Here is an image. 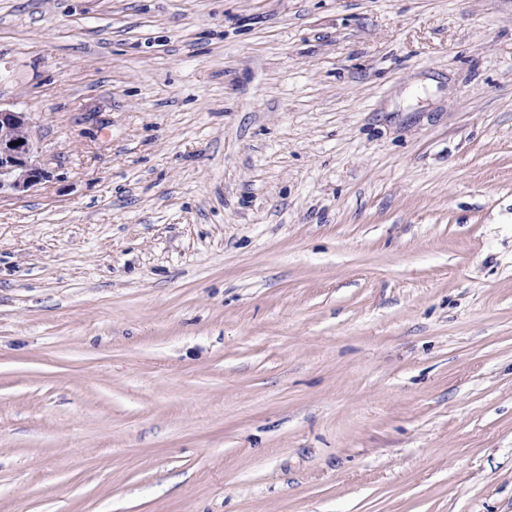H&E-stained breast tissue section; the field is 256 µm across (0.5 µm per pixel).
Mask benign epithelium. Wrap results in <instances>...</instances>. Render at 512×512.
Instances as JSON below:
<instances>
[{
	"label": "benign epithelium",
	"instance_id": "benign-epithelium-1",
	"mask_svg": "<svg viewBox=\"0 0 512 512\" xmlns=\"http://www.w3.org/2000/svg\"><path fill=\"white\" fill-rule=\"evenodd\" d=\"M47 179L49 173L38 161L33 116L0 106V197L22 195Z\"/></svg>",
	"mask_w": 512,
	"mask_h": 512
}]
</instances>
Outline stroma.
I'll return each mask as SVG.
<instances>
[{
	"label": "stroma",
	"mask_w": 512,
	"mask_h": 512,
	"mask_svg": "<svg viewBox=\"0 0 512 512\" xmlns=\"http://www.w3.org/2000/svg\"><path fill=\"white\" fill-rule=\"evenodd\" d=\"M0 512H512V0H0ZM36 127L30 112L0 105V198L22 195L49 179L38 161Z\"/></svg>",
	"instance_id": "stroma-1"
}]
</instances>
